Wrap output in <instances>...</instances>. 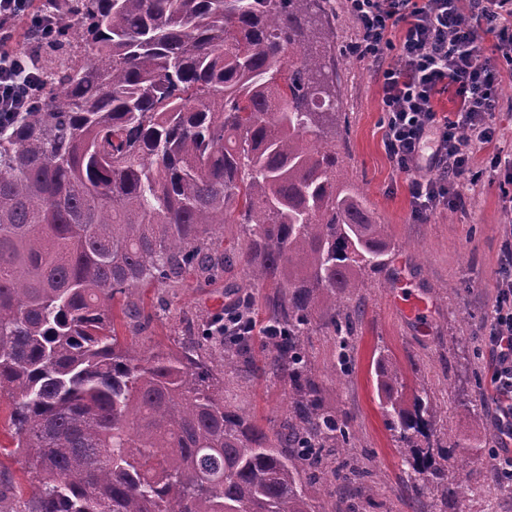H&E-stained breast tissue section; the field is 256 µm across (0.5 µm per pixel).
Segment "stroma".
<instances>
[{"label":"stroma","instance_id":"obj_1","mask_svg":"<svg viewBox=\"0 0 512 512\" xmlns=\"http://www.w3.org/2000/svg\"><path fill=\"white\" fill-rule=\"evenodd\" d=\"M329 18L336 27V100L345 114L336 149L347 178L364 196L373 220L386 225L391 241L387 266L367 273L366 288L347 300L361 318L353 342V372L337 373L335 346L324 328L313 326L305 340L322 403L346 415L355 435L352 454L376 477L374 493L356 488L352 494L361 512H439L443 507L433 495L414 494L408 467L385 425L372 366L375 350L382 348L407 370L413 363L420 367V374L408 371L405 383L411 390L426 389L441 407L431 441L464 440L481 428L492 435L489 447L466 450L472 490L463 504L446 506L448 512H512V493L504 490L494 466V457L501 451L495 424L498 401L482 341L484 316L496 300L501 226L506 219L504 192L512 190V167H488L487 152H478L474 166L482 175L471 205L458 211L441 208L415 214L406 177L393 169L384 147V114L375 71L347 50L356 24L342 10L340 0H330ZM230 286L250 296L256 319H263L267 290L254 284L238 261L210 285L138 289L153 319L137 331L128 319L118 318V334L137 337L149 347L171 346L186 336L189 321L223 309ZM400 293L427 299L429 311L406 317L396 304ZM475 373L482 380L478 389L470 384ZM224 386L235 405L262 426H278L288 414V382L272 371L237 372L225 377ZM461 400L477 402L481 422L457 410ZM8 418L9 404L4 401L0 403V491L20 488L29 493L33 490L28 481L30 463L15 451Z\"/></svg>","mask_w":512,"mask_h":512}]
</instances>
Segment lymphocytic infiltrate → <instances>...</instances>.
<instances>
[{
    "instance_id": "lymphocytic-infiltrate-1",
    "label": "lymphocytic infiltrate",
    "mask_w": 512,
    "mask_h": 512,
    "mask_svg": "<svg viewBox=\"0 0 512 512\" xmlns=\"http://www.w3.org/2000/svg\"><path fill=\"white\" fill-rule=\"evenodd\" d=\"M34 0H0V113L24 112L40 102L42 75L31 55L13 51L15 22L53 31L51 10ZM356 23L348 51L374 68L386 116L384 146L396 171L408 177L415 212L464 205L471 165L492 139L501 69L512 71V0H342ZM494 35L496 62L484 58L483 38ZM454 89L455 115L439 112V96ZM499 267L498 295L485 317L484 344L503 399L496 422L512 441V221Z\"/></svg>"
}]
</instances>
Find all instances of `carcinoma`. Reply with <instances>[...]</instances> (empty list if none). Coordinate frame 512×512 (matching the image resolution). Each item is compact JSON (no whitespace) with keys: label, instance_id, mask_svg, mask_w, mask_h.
Listing matches in <instances>:
<instances>
[{"label":"carcinoma","instance_id":"cac0c4a2","mask_svg":"<svg viewBox=\"0 0 512 512\" xmlns=\"http://www.w3.org/2000/svg\"><path fill=\"white\" fill-rule=\"evenodd\" d=\"M40 107L0 122V397L31 460L15 512H315L319 473L373 490L348 459L345 414L324 406L304 348L314 322L352 368L342 301L387 266V227L336 155V29L322 0H55ZM288 64V77L282 65ZM243 225L241 259L273 289L265 327L231 299L175 347L117 336L113 302L155 284H209ZM288 380V418L266 431L224 396L254 347ZM385 424L419 496L467 498L484 448L421 444L440 408L374 357Z\"/></svg>","mask_w":512,"mask_h":512}]
</instances>
